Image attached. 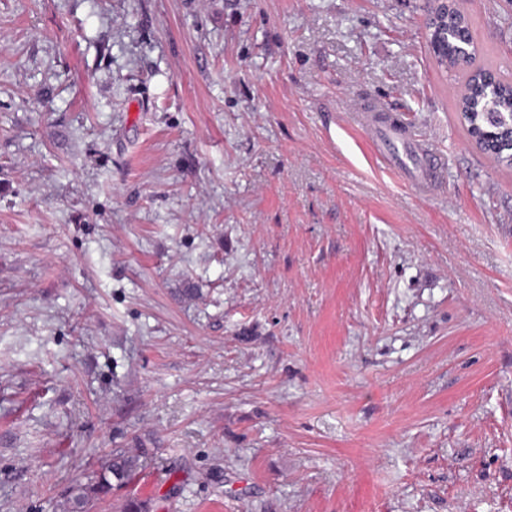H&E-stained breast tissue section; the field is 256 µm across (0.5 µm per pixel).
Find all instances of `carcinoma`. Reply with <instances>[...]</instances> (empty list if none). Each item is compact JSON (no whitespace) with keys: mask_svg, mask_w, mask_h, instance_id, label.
Masks as SVG:
<instances>
[{"mask_svg":"<svg viewBox=\"0 0 512 512\" xmlns=\"http://www.w3.org/2000/svg\"><path fill=\"white\" fill-rule=\"evenodd\" d=\"M475 44L473 24L458 10L448 12V37L441 42L440 55L448 57V67L463 72L467 93L457 101L469 137L497 164L512 168V79L504 77L489 62L477 57L460 58V41ZM135 456L115 454L86 484H76L69 491L67 512H89L92 503L112 492L113 487L130 483L137 473Z\"/></svg>","mask_w":512,"mask_h":512,"instance_id":"1","label":"carcinoma"}]
</instances>
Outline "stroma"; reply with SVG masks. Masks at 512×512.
I'll return each instance as SVG.
<instances>
[{
    "instance_id": "1",
    "label": "stroma",
    "mask_w": 512,
    "mask_h": 512,
    "mask_svg": "<svg viewBox=\"0 0 512 512\" xmlns=\"http://www.w3.org/2000/svg\"><path fill=\"white\" fill-rule=\"evenodd\" d=\"M459 3L512 73V7ZM422 4L0 0V512L119 451L91 512H512V169ZM374 128L377 140L383 144L379 148L383 161L412 171L417 175L415 188L423 194L431 193L444 176V157L434 143L422 137L409 143L394 121L376 122Z\"/></svg>"
}]
</instances>
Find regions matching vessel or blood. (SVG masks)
Instances as JSON below:
<instances>
[{
    "mask_svg": "<svg viewBox=\"0 0 512 512\" xmlns=\"http://www.w3.org/2000/svg\"><path fill=\"white\" fill-rule=\"evenodd\" d=\"M374 128L383 161L415 173L416 189L424 194L431 193L444 176V157L434 143L426 138L408 142L391 121L375 123Z\"/></svg>",
    "mask_w": 512,
    "mask_h": 512,
    "instance_id": "b4317fda",
    "label": "vessel or blood"
}]
</instances>
